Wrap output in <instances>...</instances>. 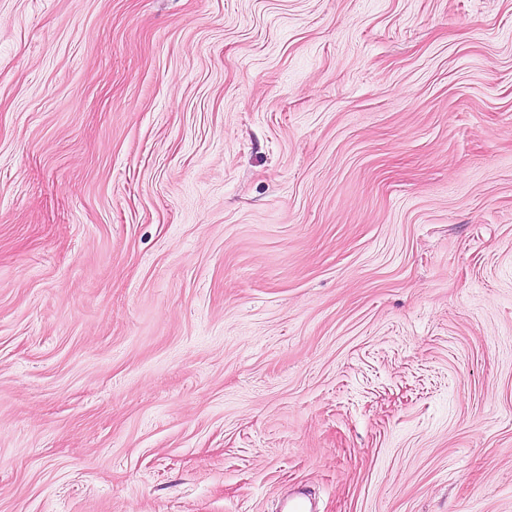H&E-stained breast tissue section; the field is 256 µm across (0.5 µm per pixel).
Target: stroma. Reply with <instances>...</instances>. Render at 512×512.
<instances>
[{"mask_svg":"<svg viewBox=\"0 0 512 512\" xmlns=\"http://www.w3.org/2000/svg\"><path fill=\"white\" fill-rule=\"evenodd\" d=\"M512 512V0H0V512Z\"/></svg>","mask_w":512,"mask_h":512,"instance_id":"35a3bbf8","label":"stroma"}]
</instances>
